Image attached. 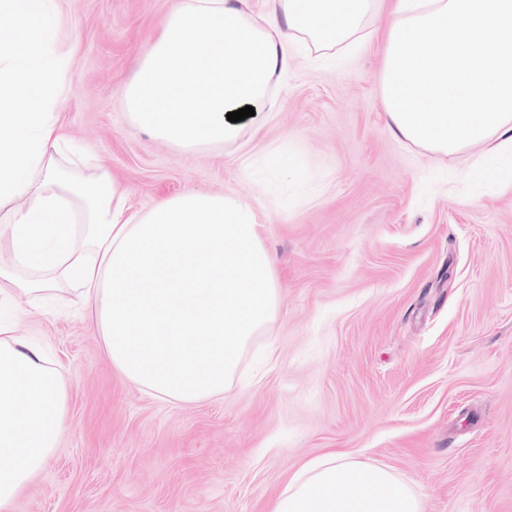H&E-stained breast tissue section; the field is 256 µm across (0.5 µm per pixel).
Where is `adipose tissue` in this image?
I'll return each mask as SVG.
<instances>
[{"label": "adipose tissue", "mask_w": 512, "mask_h": 512, "mask_svg": "<svg viewBox=\"0 0 512 512\" xmlns=\"http://www.w3.org/2000/svg\"><path fill=\"white\" fill-rule=\"evenodd\" d=\"M392 2L381 73L386 126L449 155L512 152V0H182L163 20L122 101L154 138L184 149L236 143L273 111L288 45L325 55L367 40ZM246 106L253 116L227 115ZM68 413L61 369L0 321V512L58 446ZM270 512H423L391 469L331 452L289 478Z\"/></svg>", "instance_id": "1"}]
</instances>
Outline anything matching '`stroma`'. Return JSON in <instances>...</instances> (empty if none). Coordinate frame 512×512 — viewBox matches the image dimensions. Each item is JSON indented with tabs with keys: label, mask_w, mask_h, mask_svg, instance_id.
Listing matches in <instances>:
<instances>
[{
	"label": "stroma",
	"mask_w": 512,
	"mask_h": 512,
	"mask_svg": "<svg viewBox=\"0 0 512 512\" xmlns=\"http://www.w3.org/2000/svg\"><path fill=\"white\" fill-rule=\"evenodd\" d=\"M177 0H64L72 53L59 123L134 209L185 192L255 210L282 284L223 396L154 398L112 365L87 309L14 298L16 335L64 367L58 448L13 512H269L289 476L336 450L389 467L424 512H512L511 166L394 139L384 33L333 56L291 49L277 109L229 146L142 132L122 91ZM285 152L300 176L271 169Z\"/></svg>",
	"instance_id": "1"
}]
</instances>
